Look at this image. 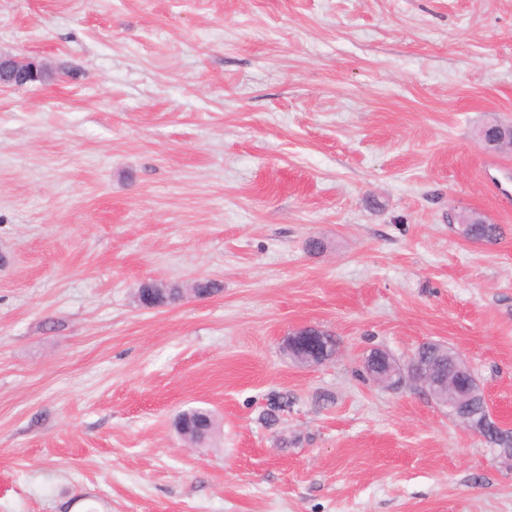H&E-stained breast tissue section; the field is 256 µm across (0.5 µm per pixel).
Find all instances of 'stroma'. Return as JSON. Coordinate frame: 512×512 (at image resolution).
I'll use <instances>...</instances> for the list:
<instances>
[{
	"label": "stroma",
	"mask_w": 512,
	"mask_h": 512,
	"mask_svg": "<svg viewBox=\"0 0 512 512\" xmlns=\"http://www.w3.org/2000/svg\"><path fill=\"white\" fill-rule=\"evenodd\" d=\"M0 51L58 75L0 91V512H512V463L363 365L447 344L512 419V154L476 139L512 0H0ZM463 237L469 240L494 242L502 235V229L497 224H458ZM324 333L319 328L313 327V326H304L300 327L298 329L293 330L288 334V336H284L282 340V348L283 350L288 353L295 354L297 357L300 358L303 365H307L308 367L318 366L324 361L328 360L333 353L330 356L327 357H316L315 355H308L305 353L296 352V348L301 347L307 343H310V341L315 340L317 337L322 336H316L314 333ZM181 416L186 422V426L178 432L192 443L198 444V435L208 433L207 438L214 430V421L211 413L202 408H191L182 412Z\"/></svg>",
	"instance_id": "35a3bbf8"
}]
</instances>
